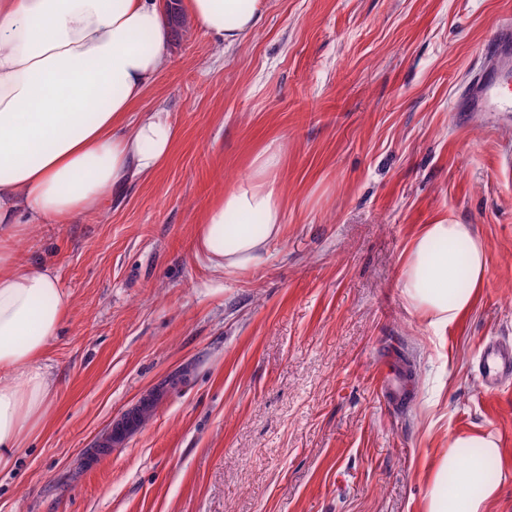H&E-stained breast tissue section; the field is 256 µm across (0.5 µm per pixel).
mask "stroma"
I'll return each mask as SVG.
<instances>
[{
    "instance_id": "35a3bbf8",
    "label": "stroma",
    "mask_w": 512,
    "mask_h": 512,
    "mask_svg": "<svg viewBox=\"0 0 512 512\" xmlns=\"http://www.w3.org/2000/svg\"><path fill=\"white\" fill-rule=\"evenodd\" d=\"M165 2L170 63L138 109L177 127L169 163L16 244L70 307L0 512H426L449 436L478 430L502 448L487 512H512V382L474 372L487 340H512V112L453 109L512 0H267L229 48ZM274 139L282 232L214 272L198 224ZM443 221L472 225L489 262L472 308L434 327L400 279ZM391 348L416 366L403 410L378 385ZM151 395L126 444L97 452Z\"/></svg>"
}]
</instances>
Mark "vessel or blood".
<instances>
[{
  "label": "vessel or blood",
  "mask_w": 512,
  "mask_h": 512,
  "mask_svg": "<svg viewBox=\"0 0 512 512\" xmlns=\"http://www.w3.org/2000/svg\"><path fill=\"white\" fill-rule=\"evenodd\" d=\"M482 68L483 76L470 83L460 97L461 111L512 112V57L498 48H487L482 54ZM403 368L402 359L391 352L384 357L379 369L381 392L395 409L404 407L412 395L401 379ZM478 373L491 390L512 380V344L488 341L483 348Z\"/></svg>",
  "instance_id": "1"
}]
</instances>
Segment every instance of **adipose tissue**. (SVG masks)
I'll list each match as a JSON object with an SVG mask.
<instances>
[{
    "label": "adipose tissue",
    "mask_w": 512,
    "mask_h": 512,
    "mask_svg": "<svg viewBox=\"0 0 512 512\" xmlns=\"http://www.w3.org/2000/svg\"><path fill=\"white\" fill-rule=\"evenodd\" d=\"M184 5L232 47L260 24L267 0ZM170 43L159 0H0V471L45 421L52 383L41 362L69 308L56 270L22 262L13 243L32 225L99 211L106 194L151 179L169 161L177 128L166 112L134 108ZM281 161V145L268 143L206 209L195 247L213 268H247L280 235ZM436 241L446 250L431 252ZM487 267L471 225L427 224L406 250L400 286L431 325H448L470 309ZM500 453L491 433L449 436L426 512H486L500 486L483 483L482 462Z\"/></svg>",
    "instance_id": "obj_1"
}]
</instances>
